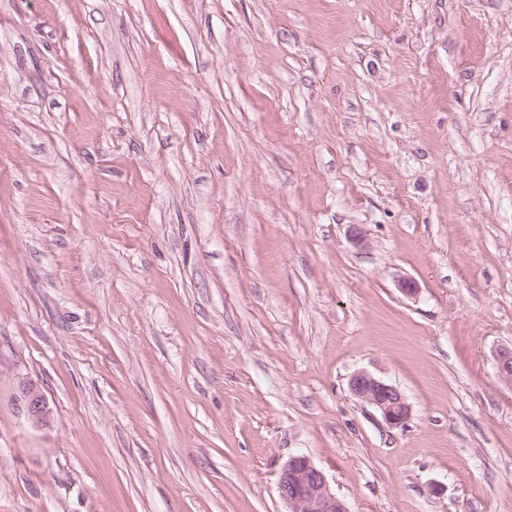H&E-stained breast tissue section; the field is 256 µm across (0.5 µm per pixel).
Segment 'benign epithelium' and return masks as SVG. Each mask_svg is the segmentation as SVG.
Listing matches in <instances>:
<instances>
[{"instance_id": "benign-epithelium-1", "label": "benign epithelium", "mask_w": 512, "mask_h": 512, "mask_svg": "<svg viewBox=\"0 0 512 512\" xmlns=\"http://www.w3.org/2000/svg\"><path fill=\"white\" fill-rule=\"evenodd\" d=\"M498 375L512 384V349L497 352ZM351 392L360 401L375 408L391 428L404 426L409 408L403 394L393 385L367 371L355 373L349 381ZM15 399L27 420L35 427L51 424L52 411L42 387L34 380L18 381ZM280 497L289 512H348L345 504L328 486L326 476L304 455H296L283 465L279 479Z\"/></svg>"}]
</instances>
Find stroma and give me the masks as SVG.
<instances>
[{
    "instance_id": "obj_1",
    "label": "stroma",
    "mask_w": 512,
    "mask_h": 512,
    "mask_svg": "<svg viewBox=\"0 0 512 512\" xmlns=\"http://www.w3.org/2000/svg\"><path fill=\"white\" fill-rule=\"evenodd\" d=\"M504 347L512 0H0V512H512ZM351 392L375 408L390 428L404 426L409 408L403 394L393 385L367 371L355 373L349 381ZM15 399L27 420L35 427L51 424L52 411L42 387L33 379L18 381ZM278 490L289 512H349L330 491L322 470L304 455L293 456L283 465Z\"/></svg>"
}]
</instances>
